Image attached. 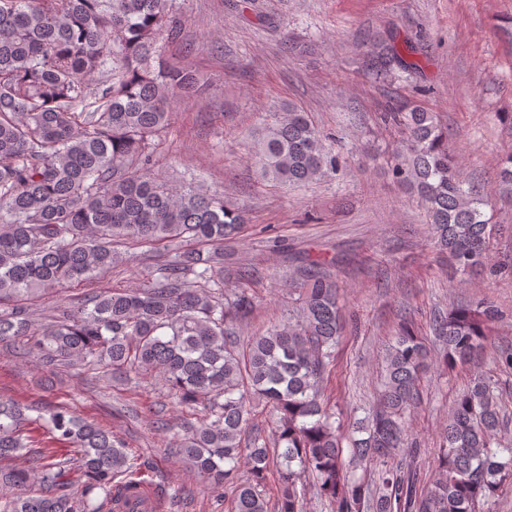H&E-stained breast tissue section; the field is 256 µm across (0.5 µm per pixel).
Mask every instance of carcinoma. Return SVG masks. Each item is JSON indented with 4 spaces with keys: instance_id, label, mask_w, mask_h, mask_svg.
Returning <instances> with one entry per match:
<instances>
[{
    "instance_id": "cac0c4a2",
    "label": "carcinoma",
    "mask_w": 512,
    "mask_h": 512,
    "mask_svg": "<svg viewBox=\"0 0 512 512\" xmlns=\"http://www.w3.org/2000/svg\"><path fill=\"white\" fill-rule=\"evenodd\" d=\"M182 31L176 0H0V342L25 339L24 354L51 368L159 376L176 406L200 414L169 453L202 482L230 487L234 512H268L272 470L276 512H304V474L332 512H476L512 483L497 380L476 374L453 398L434 477L421 482L408 418L427 350L404 327L376 404L341 430L327 391L343 332L329 263L302 272L287 320L238 348L234 323L255 296L224 287V240L245 217L223 193L154 168L173 108L201 81L159 52ZM417 67L394 45L372 58L379 76ZM381 120L403 131L389 172L426 210L435 247L460 274L486 266L491 199L468 184L437 113L402 101ZM332 142L290 104L269 110L248 153L261 180L288 187L336 175ZM127 239L163 243L170 256L140 288L97 285ZM62 285L85 288L79 306L36 312ZM498 316L486 302L435 314L439 367L480 355ZM255 398L275 416L270 441L253 430ZM28 421L26 408L0 400V486L17 491L5 512H125L128 487L114 480L140 463L119 439L55 407L46 432L72 456L34 451L27 467H9L27 448ZM368 467L373 482L358 473Z\"/></svg>"
}]
</instances>
